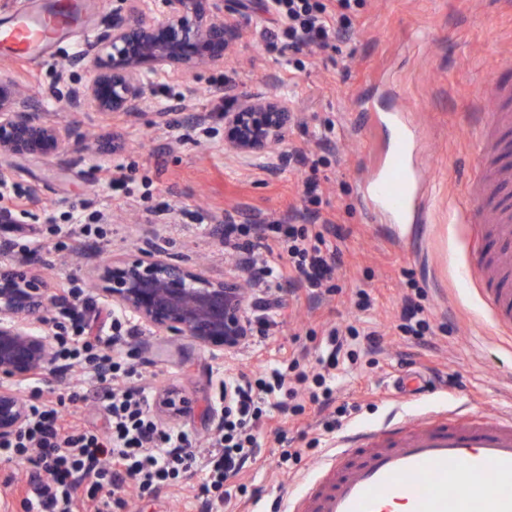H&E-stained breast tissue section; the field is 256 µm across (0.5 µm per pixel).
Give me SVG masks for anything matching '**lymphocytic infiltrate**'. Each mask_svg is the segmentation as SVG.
<instances>
[{
    "instance_id": "f902f5d3",
    "label": "lymphocytic infiltrate",
    "mask_w": 512,
    "mask_h": 512,
    "mask_svg": "<svg viewBox=\"0 0 512 512\" xmlns=\"http://www.w3.org/2000/svg\"><path fill=\"white\" fill-rule=\"evenodd\" d=\"M361 0H271L280 28L267 41L268 51L280 57L318 47L336 48L353 24ZM306 171L303 193L307 207L300 224H228L224 248L244 258L255 284L279 287L296 283V295L314 297L335 293L340 253L330 238L334 218L321 217L317 206L322 189L319 162L311 152L297 149ZM123 317L112 319L109 335H89L77 312L54 321L53 361L57 371L81 368L93 378L104 403L106 427L82 424L77 409L88 398L84 387L68 394L31 388L23 425L0 439V460L24 461L34 470L21 499L23 512H125L126 499L117 492L132 481L142 498H156L166 487L196 472L204 477L195 489L202 512L231 496L239 476L254 457L259 443L253 433L274 414L298 415L307 405L332 395L323 374L296 373L293 388L281 368L267 369L251 379L240 374L225 380L220 396L227 399L217 434L206 458L194 451L192 433L162 427L151 413L153 393L134 368L115 360L113 353L126 337Z\"/></svg>"
}]
</instances>
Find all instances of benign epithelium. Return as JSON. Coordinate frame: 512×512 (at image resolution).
<instances>
[{
	"label": "benign epithelium",
	"mask_w": 512,
	"mask_h": 512,
	"mask_svg": "<svg viewBox=\"0 0 512 512\" xmlns=\"http://www.w3.org/2000/svg\"><path fill=\"white\" fill-rule=\"evenodd\" d=\"M150 3L125 0L126 10L112 12V21L88 49L90 78L69 88V109L137 112L154 94L156 77L182 80L203 62H224L237 37V30L224 24V0H161L158 15ZM212 93L232 100L224 110V148L237 157L273 155L295 123L283 95H252L229 86ZM73 138L68 122L42 117L16 74L0 69V154L54 158ZM91 278L119 308L172 341L190 338L229 353L251 335L254 302L248 278L238 271L214 279L197 263L156 244L97 264ZM70 302L31 264L0 265L1 439L25 420L26 401L15 385L49 366L51 339L41 313ZM159 406L173 419L184 402L163 393Z\"/></svg>",
	"instance_id": "benign-epithelium-1"
}]
</instances>
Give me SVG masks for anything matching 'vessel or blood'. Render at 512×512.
Returning a JSON list of instances; mask_svg holds the SVG:
<instances>
[{
  "instance_id": "vessel-or-blood-1",
  "label": "vessel or blood",
  "mask_w": 512,
  "mask_h": 512,
  "mask_svg": "<svg viewBox=\"0 0 512 512\" xmlns=\"http://www.w3.org/2000/svg\"><path fill=\"white\" fill-rule=\"evenodd\" d=\"M85 40L92 30L73 15L39 14L25 7L0 29V46L22 58L47 46L58 30ZM371 121L399 132L396 162L364 181L371 215L396 224L425 221L423 197L405 148L417 134L408 113H374ZM512 125V114H481L472 133L479 142L467 181L470 196L491 222L490 236H477L469 274L487 284L482 291L496 326L512 331V168L485 171L483 151L501 148L492 129ZM500 263L490 267L488 253ZM287 512H512V418L471 408L432 409L415 418L392 419L338 439L336 451L319 466Z\"/></svg>"
}]
</instances>
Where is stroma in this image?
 Returning <instances> with one entry per match:
<instances>
[{
	"label": "stroma",
	"mask_w": 512,
	"mask_h": 512,
	"mask_svg": "<svg viewBox=\"0 0 512 512\" xmlns=\"http://www.w3.org/2000/svg\"><path fill=\"white\" fill-rule=\"evenodd\" d=\"M268 7L267 0H224V20L238 38L223 63L199 68L188 87L158 77L150 102L132 114L67 111L69 88L90 76L78 59L83 43L62 38L35 64L0 49V67L14 69L47 105V117L71 122L80 136L53 159L0 156V167L11 173L7 191L23 201L16 223H0V264L34 256L49 284L87 288L86 315L98 330L114 308L90 279L98 262L156 242L222 278L234 262L218 220L298 223L300 165L291 150L316 148L325 124L335 125L339 151L326 156L319 178L323 209L337 217L339 293L297 307L293 285L281 284V321L267 327L262 342L221 358L188 338L170 345L167 336L139 323L119 352L122 362L142 370L152 391L175 390L186 399L176 425L192 432L204 453L221 417L213 402L222 374L251 375L298 355L317 368L323 331L331 325L381 333L377 350L351 343L332 370L335 404L348 408L340 427L323 432L314 405L299 417L275 415L261 429L256 459L241 477L246 494L218 512H282L338 436L395 412L415 415L430 405L512 412V336L499 333L467 273L470 225L449 220L474 206L465 189L476 155L468 124L472 96L484 92L490 110L505 106L493 85L499 71L512 67V8L499 0H365L353 34L338 50L302 56L291 70L264 48L263 30L275 27ZM420 29L425 39H417ZM227 83L288 99L296 122L277 150L278 166L225 152L224 100L211 90ZM369 102L380 112L407 109L418 129L416 164L430 185L427 223L397 227L367 217L360 177L376 159H393L395 143L394 128L367 125ZM112 142L118 148L111 155L95 153V144ZM118 165L129 171L130 195L112 190L110 174ZM197 212L204 222L194 220ZM81 224L95 226V233L53 231ZM410 278L430 324L421 340L393 329ZM361 289L372 300L365 311L351 302ZM409 372L428 381L426 392L388 399L395 376ZM448 376L455 386L445 384ZM277 428L300 449V461H281ZM200 480L193 475L155 501L130 498L128 512H199L194 488Z\"/></svg>",
	"instance_id": "35a3bbf8"
}]
</instances>
